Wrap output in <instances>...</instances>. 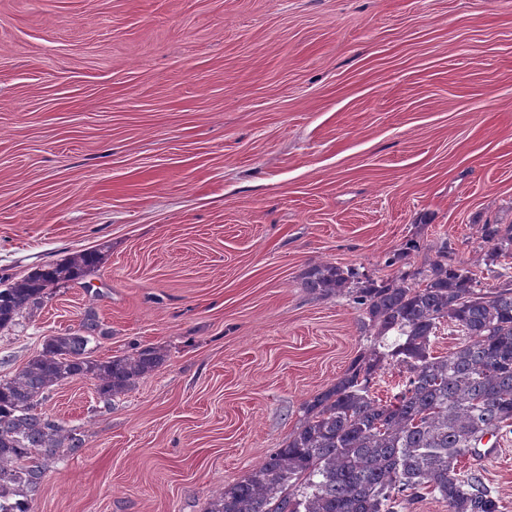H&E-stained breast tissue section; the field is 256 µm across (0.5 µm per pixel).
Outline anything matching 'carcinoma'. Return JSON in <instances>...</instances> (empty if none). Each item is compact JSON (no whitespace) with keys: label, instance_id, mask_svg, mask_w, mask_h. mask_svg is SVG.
Returning <instances> with one entry per match:
<instances>
[{"label":"carcinoma","instance_id":"1","mask_svg":"<svg viewBox=\"0 0 512 512\" xmlns=\"http://www.w3.org/2000/svg\"><path fill=\"white\" fill-rule=\"evenodd\" d=\"M483 234L494 244L490 262L501 266L489 288L477 287L469 268L448 263L446 241L435 257L405 270L415 248L407 245L389 258L398 273L385 280L364 281L356 269L328 263L310 268L305 287L351 301L376 343L304 403L283 447L218 490L205 512H402L427 495L448 512H497L480 478L460 466L485 437L512 432V225L486 224ZM100 262L96 251L80 253L0 281V330ZM445 325L464 340L436 355L431 338ZM104 336L89 310L76 330L49 337L25 366L0 378V512H32L49 466L84 448L77 430L38 411L53 388L87 379L108 404L165 361L150 346L98 357L89 344ZM386 336L397 340L386 344ZM390 362L408 380L382 402L370 384Z\"/></svg>","mask_w":512,"mask_h":512}]
</instances>
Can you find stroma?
<instances>
[{"label":"stroma","mask_w":512,"mask_h":512,"mask_svg":"<svg viewBox=\"0 0 512 512\" xmlns=\"http://www.w3.org/2000/svg\"><path fill=\"white\" fill-rule=\"evenodd\" d=\"M512 224V0H0V277L97 251L0 331V377L94 311L165 363L42 410L85 440L33 512H203L370 343L309 267L417 242L482 287ZM463 459L512 512V432Z\"/></svg>","instance_id":"obj_1"}]
</instances>
